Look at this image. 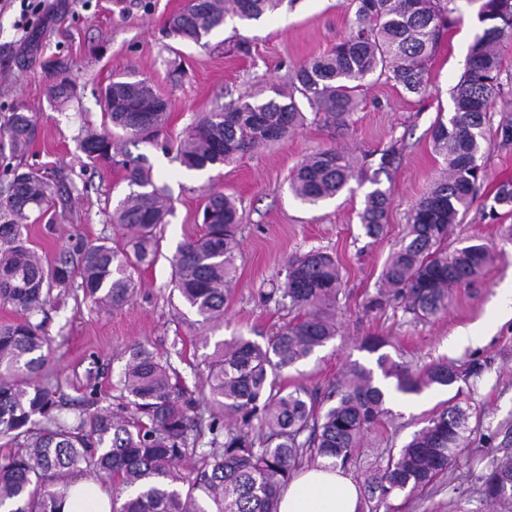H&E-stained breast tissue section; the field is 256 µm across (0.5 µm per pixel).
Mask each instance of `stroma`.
I'll use <instances>...</instances> for the list:
<instances>
[{
  "label": "stroma",
  "mask_w": 512,
  "mask_h": 512,
  "mask_svg": "<svg viewBox=\"0 0 512 512\" xmlns=\"http://www.w3.org/2000/svg\"><path fill=\"white\" fill-rule=\"evenodd\" d=\"M185 3L47 0L41 12L29 14L26 31L18 26L19 7L0 10V123L13 105L25 104L36 118L38 138L23 162L60 187L47 217L28 225L29 245L43 261L77 258L81 244L114 236L110 216L130 188L122 172L91 164L77 148L84 128L101 129L100 92L114 75L154 81L168 101L166 136L175 143L196 113L266 92L273 84L287 85L295 67L325 54L348 34L352 18L345 0H282L273 14L256 21L227 18L223 29L212 34V48L202 49L163 34L166 19ZM479 5V0H458L460 19L427 65L425 95L368 76L353 122L342 135L332 136L310 118L287 140L202 173L185 170L162 150H148L154 179L166 186L174 214L162 228L157 261L136 276L133 300L123 309L106 310L73 287L31 316L53 340L52 368L64 392L82 398L91 372L104 403L116 402L120 373L138 344L162 357L181 353L177 366L187 386H195L198 373L205 370L202 336L214 343L234 336L266 342L292 317L268 299V292L283 282L289 257L320 248L336 256L344 276L335 310L337 334L309 359L285 370L286 384L320 393L350 364L375 368V355L361 347L369 336L388 339V353L416 369L438 361L454 364L461 374L455 385L388 401L389 415L367 434L350 473L363 480L388 449L401 448L437 408L449 401L467 403L471 445L446 477L411 497L396 499L394 505L397 512H493L480 493L478 478L504 453L503 448L483 446L482 437L512 430V316L493 315L500 286L512 279V213L490 222L483 216V203L501 181L512 179V149L486 151V180L448 238L452 248L467 240L494 246V264L470 285L456 289L447 312L429 320H416L398 302L378 310L367 307L386 259L406 233L411 209L444 166L434 150L431 127L452 111L450 90L464 72L478 31ZM236 34L248 39V53L221 48V41ZM176 53L187 62V74L178 81L169 78L166 67ZM54 56L68 59V76L76 87L75 99L63 106L49 97L51 79L43 68ZM392 145L401 156L389 182L387 226L378 238L366 236L358 217L370 183L351 182L341 194L316 206L295 199L289 190L295 167L321 149L336 147L359 163L366 154ZM210 186L234 197L241 246L224 324L206 334L185 319V306L171 295L169 260L181 243L202 234L199 214ZM476 324L488 326L485 341L456 346L458 334ZM476 365L481 368L477 374L472 371Z\"/></svg>",
  "instance_id": "35a3bbf8"
}]
</instances>
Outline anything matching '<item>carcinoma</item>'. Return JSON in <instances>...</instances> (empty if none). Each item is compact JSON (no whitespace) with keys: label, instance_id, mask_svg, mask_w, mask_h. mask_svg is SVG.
Segmentation results:
<instances>
[{"label":"carcinoma","instance_id":"carcinoma-1","mask_svg":"<svg viewBox=\"0 0 512 512\" xmlns=\"http://www.w3.org/2000/svg\"><path fill=\"white\" fill-rule=\"evenodd\" d=\"M280 0H186L166 21L167 36L210 48V36L226 17L257 20ZM353 12L348 35L326 54L294 69L290 88L273 96L248 95L227 108L197 114L176 147L175 159L188 171L230 163L237 155L279 142L304 125L295 94L323 121L344 130L358 108L360 81L375 73L410 94H425L426 63L457 21L456 0H347ZM479 31L465 70L452 89L453 112L438 119L431 138L446 169L411 210L407 230L387 258L381 287L367 308L401 301L416 317L448 310L456 288L479 278L494 261L484 243L467 242L448 251V234L475 198L485 176L486 148L512 147V118L495 127L488 112L501 92L500 49L512 38V0H482ZM49 95L57 103L75 96L67 63L47 62ZM104 123L88 131L78 148L93 163L123 172L136 187L111 216L117 238L83 248L77 262L42 261L24 238V221L44 214L58 196L55 183L39 170L12 160L24 157L37 134L33 115L13 106L0 125V304L25 318L0 325V439L11 450L0 455V509L55 512L75 475L94 474L118 487L112 512H278L281 491L306 460L323 459L347 469L369 430L389 414L386 395H418L450 386L455 367L438 362L414 370L381 352L388 342L366 338L362 349L378 354L383 382L373 370L351 365L344 378L317 397L302 386L288 388L284 370L308 359L336 336L333 310L341 293L342 269L333 254L310 250L288 259L277 304L296 315L265 344L244 336L215 343L201 374L206 405L193 396L171 361L146 347L132 349L122 371L123 401L99 406L93 374L79 405L67 400L59 378L48 369L51 339L29 315L53 299V290L80 278L85 297L120 310L134 297V274L153 264L158 233L173 207L154 181L147 156L118 148L133 144L169 149L161 140L168 102L149 78L131 75L103 91ZM398 150L381 153L372 190L359 213L367 236L385 228L390 189L380 173L393 167ZM355 177V166L334 147L305 158L290 189L317 205L336 197ZM512 211V181L498 185L485 217ZM204 232L182 243L171 260L173 290L197 316L215 327L224 322L232 296L239 252L235 200L222 191L206 197ZM469 414L460 403L435 411L411 440L366 478L370 499L391 512L389 501L410 496L448 474L466 445ZM193 460L183 468L184 461ZM481 494L493 512H512V454L497 457L481 476Z\"/></svg>","mask_w":512,"mask_h":512}]
</instances>
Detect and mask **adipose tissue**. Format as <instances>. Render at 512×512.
<instances>
[{
	"instance_id": "obj_1",
	"label": "adipose tissue",
	"mask_w": 512,
	"mask_h": 512,
	"mask_svg": "<svg viewBox=\"0 0 512 512\" xmlns=\"http://www.w3.org/2000/svg\"><path fill=\"white\" fill-rule=\"evenodd\" d=\"M61 512H112V494L102 481L87 477L71 483ZM360 487L339 469H301L281 492L278 512H361Z\"/></svg>"
}]
</instances>
